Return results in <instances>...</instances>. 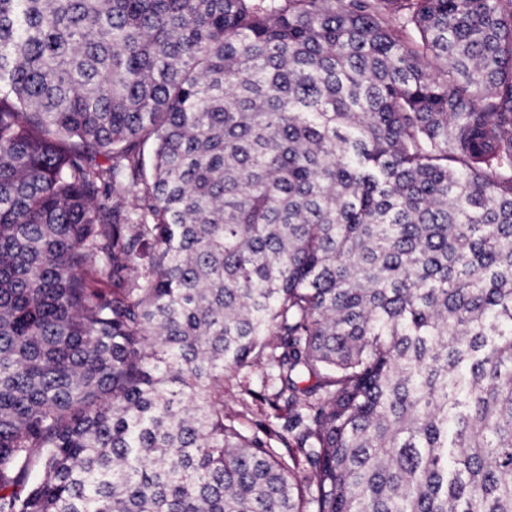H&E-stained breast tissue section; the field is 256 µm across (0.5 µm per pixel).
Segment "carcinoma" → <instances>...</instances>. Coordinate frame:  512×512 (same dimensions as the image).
<instances>
[{
	"label": "carcinoma",
	"instance_id": "cac0c4a2",
	"mask_svg": "<svg viewBox=\"0 0 512 512\" xmlns=\"http://www.w3.org/2000/svg\"><path fill=\"white\" fill-rule=\"evenodd\" d=\"M0 512H512V0H0ZM262 375L263 369L255 367L243 370L239 377L224 378V408L236 414V426L247 435L256 434L265 438L267 428H271L287 436L283 431L288 418L286 411L275 412L259 398L254 399L241 391V386L246 385L256 395L263 394Z\"/></svg>",
	"mask_w": 512,
	"mask_h": 512
}]
</instances>
